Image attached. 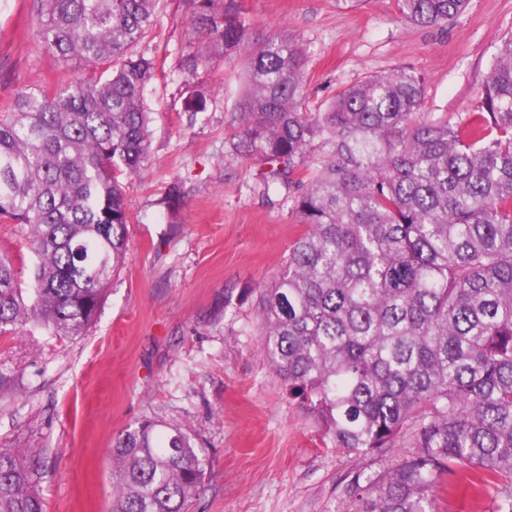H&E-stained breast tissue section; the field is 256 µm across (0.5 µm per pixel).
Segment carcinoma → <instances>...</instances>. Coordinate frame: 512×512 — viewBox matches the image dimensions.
Returning <instances> with one entry per match:
<instances>
[{
  "label": "carcinoma",
  "mask_w": 512,
  "mask_h": 512,
  "mask_svg": "<svg viewBox=\"0 0 512 512\" xmlns=\"http://www.w3.org/2000/svg\"><path fill=\"white\" fill-rule=\"evenodd\" d=\"M204 41L193 72L248 29L237 0H186ZM40 45L103 66L96 79L19 89L0 113V217L35 257L29 287L0 255V334L33 324L81 336L125 264L122 180L149 160L144 90L154 58L136 52L157 0H33ZM423 27L469 0H396ZM308 52L284 32L245 63L236 154L296 191L305 226L259 289L258 349L332 448L412 451L390 471H356L333 512H433L448 475L474 473L512 512V37L466 119L424 112V85L396 68L307 110ZM307 183L294 179L311 156ZM206 448L182 426L145 420L112 448V512H188ZM39 462L0 448V512H45Z\"/></svg>",
  "instance_id": "carcinoma-1"
}]
</instances>
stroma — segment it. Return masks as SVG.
Returning a JSON list of instances; mask_svg holds the SVG:
<instances>
[{"label":"stroma","mask_w":512,"mask_h":512,"mask_svg":"<svg viewBox=\"0 0 512 512\" xmlns=\"http://www.w3.org/2000/svg\"><path fill=\"white\" fill-rule=\"evenodd\" d=\"M244 41L195 73L180 67L195 32L185 0H159L141 47L160 67L144 92L150 161L124 182L127 259L82 336L0 335V448L39 456L46 512H111L119 434L144 420L192 430L208 464L191 512H332L351 473L391 469L381 456L325 447L256 349V289L303 232L287 188L235 158L244 61L280 31L308 48L306 106L366 76L404 67L422 76L433 118H464L490 62L512 36V0H470L444 27L398 16L396 0H240ZM36 40L32 0H0V112L18 88L90 79ZM494 494L446 478L435 512H492Z\"/></svg>","instance_id":"obj_1"}]
</instances>
